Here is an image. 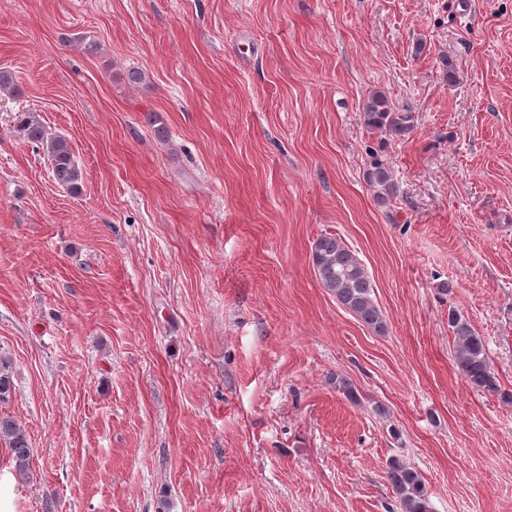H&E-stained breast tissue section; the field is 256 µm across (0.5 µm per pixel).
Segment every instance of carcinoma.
<instances>
[{
  "label": "carcinoma",
  "instance_id": "carcinoma-1",
  "mask_svg": "<svg viewBox=\"0 0 512 512\" xmlns=\"http://www.w3.org/2000/svg\"><path fill=\"white\" fill-rule=\"evenodd\" d=\"M366 125L393 139L405 137L413 128V115L402 112L381 92L369 96L363 105ZM16 131L25 140L40 144L48 154L53 179L73 195L82 191V174L66 139L51 137L38 113L19 112ZM366 180L376 199L386 204L396 195L392 171L382 163H374L366 172ZM312 264L321 286L348 310L378 334L387 330L381 309L374 299L372 279L367 268L337 235L324 233L312 247ZM448 327L454 336V358L461 375L477 392L499 396L512 402V393L501 391L493 371L484 337L477 334L465 315L448 311ZM13 394V381L6 367L0 366V404ZM8 445L16 474H26L31 448L26 431L10 416H0V442ZM386 480L399 505L400 512H433L423 475L407 462L392 457L385 468Z\"/></svg>",
  "mask_w": 512,
  "mask_h": 512
}]
</instances>
